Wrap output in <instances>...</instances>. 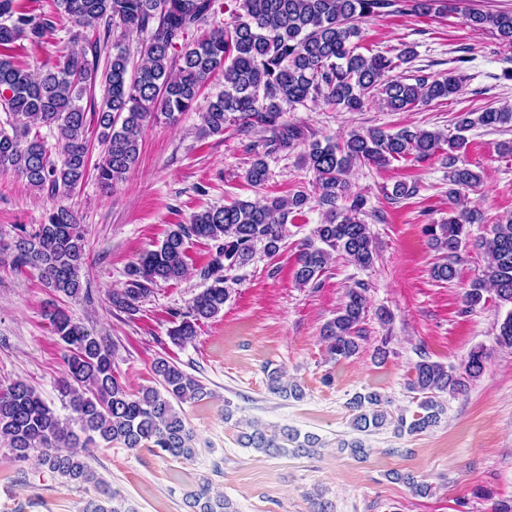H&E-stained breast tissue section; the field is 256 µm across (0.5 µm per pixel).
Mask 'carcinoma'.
Returning <instances> with one entry per match:
<instances>
[{"label":"carcinoma","mask_w":512,"mask_h":512,"mask_svg":"<svg viewBox=\"0 0 512 512\" xmlns=\"http://www.w3.org/2000/svg\"><path fill=\"white\" fill-rule=\"evenodd\" d=\"M16 0H0V48L18 39L40 43L54 28L51 17L20 12ZM55 10L79 27L71 47L56 65L37 75L0 54V172L11 171L36 190L69 198L90 171L103 187L123 180L139 156L144 127L163 117L174 121L189 111L217 72L224 90L201 114V131L221 134L224 125L241 121L272 133L270 144L288 148L307 146L302 159L314 172L325 220L313 230L296 257L294 277L300 287L316 282L337 252L360 268L375 263L369 225L361 218L365 199L351 192L347 175L366 165L386 166L394 160L425 158L448 146V219L429 224L424 233L430 245L448 261L432 268V277L448 282L457 271L453 257L469 235L468 225L483 223L482 213L465 204V192L477 187L481 175L458 165L454 153L465 144L464 133L480 125L512 126V106L489 107L481 112H458L455 133L401 130L352 131L335 142L306 136L302 127L283 121L285 108L323 100L348 111L361 110L366 100L379 98L393 112L409 111L455 96L461 79L454 74L407 83L390 72L408 63L407 48L392 59L381 54L356 52L359 23L391 12L426 15L435 0H239L241 12L229 29L217 28L195 40L192 29L215 12L218 0H53ZM465 24L490 28L500 43L512 48V11L489 12L468 8ZM149 33L134 59L126 34ZM90 99L84 107L83 99ZM100 105H95V99ZM57 129L54 149L38 136H29L31 123ZM101 147L100 160L89 168L91 134ZM247 180L260 186L268 178L264 159H256ZM308 196L270 198L264 204L236 200L194 214L188 224H175L156 248L147 250L126 269V288L111 294L113 307L130 315L154 285L181 278L187 244L192 238L214 242L216 255L203 271L209 281L192 301L189 314L168 330L178 346L193 343L200 321L219 314L229 297L225 272L246 265L262 246L266 255L279 254L289 214L302 210ZM488 261L483 274L470 285L463 301L479 304L485 287L498 300L512 305V219L495 224L480 242ZM10 248L13 264L39 271L45 283L68 298L82 290L86 264L85 235L75 211L60 205L44 223L29 230L17 227ZM367 312L365 289L351 288L346 299L323 329L330 358L349 359L359 351L360 329ZM52 333L64 347V373L59 393L68 416L60 417L31 385L17 381L0 388V440L15 458L35 457L38 465L59 475L66 484L99 486L102 480L79 454L80 448L108 447L129 450L145 444L173 458L195 454L194 430L177 406L210 395L206 386L176 364L159 358L153 363L157 386L132 392L115 375L113 352L103 336L94 335L69 312L57 307L48 314ZM496 343L512 349V310L499 325ZM483 351L470 352L464 373L423 359L413 367L407 388L416 394L417 411L408 418L386 409L388 401L376 391L356 393L349 402L353 431L370 433L391 426L397 436L417 435L436 426L445 414L441 395L458 394L466 380L484 370ZM268 389L279 395L303 397L297 383H289L276 370L267 373ZM243 448L274 455L292 446L309 450L320 444L314 434L287 427L251 423L241 432ZM396 479L416 495H427L431 485L411 473ZM193 512H236L229 499L211 493L203 484L191 495Z\"/></svg>","instance_id":"1"}]
</instances>
